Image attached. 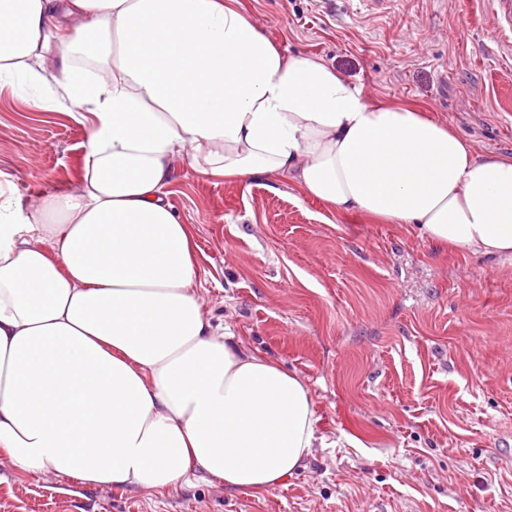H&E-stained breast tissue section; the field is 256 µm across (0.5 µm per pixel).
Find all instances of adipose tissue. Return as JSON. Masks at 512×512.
I'll list each match as a JSON object with an SVG mask.
<instances>
[{"label": "adipose tissue", "mask_w": 512, "mask_h": 512, "mask_svg": "<svg viewBox=\"0 0 512 512\" xmlns=\"http://www.w3.org/2000/svg\"><path fill=\"white\" fill-rule=\"evenodd\" d=\"M0 83L91 121L76 189L0 188V457L16 476L264 493L317 443L302 379L215 325L166 191L177 159L285 176L332 213L512 261V159L286 55L241 0H0Z\"/></svg>", "instance_id": "1"}]
</instances>
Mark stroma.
<instances>
[{
  "label": "stroma",
  "mask_w": 512,
  "mask_h": 512,
  "mask_svg": "<svg viewBox=\"0 0 512 512\" xmlns=\"http://www.w3.org/2000/svg\"><path fill=\"white\" fill-rule=\"evenodd\" d=\"M243 4L285 54L512 157L493 0ZM33 94L0 86V172L26 204L78 184L90 133L32 109ZM168 192L198 247L206 310L306 383L316 448L259 495L202 474L163 492L21 481L0 461V512H512V265L441 252L405 224L328 216L285 178H211L184 158Z\"/></svg>",
  "instance_id": "1"
}]
</instances>
